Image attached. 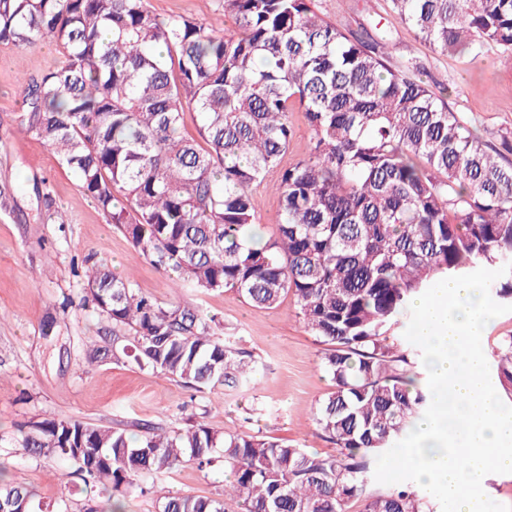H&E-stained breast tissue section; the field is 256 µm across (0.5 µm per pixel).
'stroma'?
<instances>
[{
    "mask_svg": "<svg viewBox=\"0 0 512 512\" xmlns=\"http://www.w3.org/2000/svg\"><path fill=\"white\" fill-rule=\"evenodd\" d=\"M154 13L204 19L224 25L221 0H147ZM318 10L347 32L381 28L390 36L392 65L413 61L429 79L447 86L448 102L482 140L500 147L512 141V54L496 50L481 57L443 54L416 40L388 0H315ZM45 44L18 54L0 45V182L13 189L0 209V469L33 490V512H85L78 479L60 483L69 470L60 458L33 457L15 447L18 425L46 418H74L136 436L144 428H181L196 422L228 433L273 436L321 455L335 446L315 421L320 401L332 391L321 364L323 346L295 315L292 296L279 306L258 308L235 291L200 294L173 287L126 237L82 194L69 169L36 137L20 130L19 79L36 78L60 61ZM278 170L266 172L254 190L256 232L273 235L279 197ZM43 183L59 219L38 207L34 183ZM107 264L119 276L132 275L137 288L166 304L195 308L217 317L240 351L260 368L254 385L220 393L196 391L133 359L90 360L92 349L112 343V324L85 306L83 280L75 270L85 261ZM231 476L222 462H185L157 477L174 493L223 497Z\"/></svg>",
    "mask_w": 512,
    "mask_h": 512,
    "instance_id": "35a3bbf8",
    "label": "stroma"
}]
</instances>
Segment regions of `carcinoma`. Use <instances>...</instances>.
<instances>
[{"label": "carcinoma", "instance_id": "carcinoma-1", "mask_svg": "<svg viewBox=\"0 0 512 512\" xmlns=\"http://www.w3.org/2000/svg\"><path fill=\"white\" fill-rule=\"evenodd\" d=\"M414 37L442 53H512V0H389ZM232 26L163 18L146 0H0V45L54 42L62 64L21 85L19 127L73 171L80 191L157 270L200 294L232 289L254 306L292 294L324 345L334 390L316 424L336 446L310 454L203 423L137 438L72 418L17 426V444L74 467L110 510L136 481L223 458L224 498L163 496L162 512H434L408 486L372 492L373 456L424 415L426 386L388 331L437 282L512 263V162L448 105L446 90L394 67L386 32L346 33L314 0H222ZM301 108L309 148L282 159ZM198 137L182 135L186 110ZM279 169L273 238L253 232L254 186ZM87 301L112 322V358L190 388L255 372L215 318L166 306L106 265L84 270ZM512 304V272L490 286ZM132 346L118 347L120 332ZM493 375L512 400V335ZM31 491L0 478V512Z\"/></svg>", "mask_w": 512, "mask_h": 512}]
</instances>
